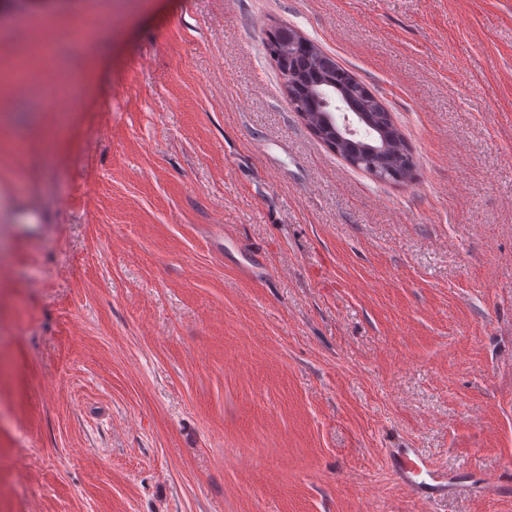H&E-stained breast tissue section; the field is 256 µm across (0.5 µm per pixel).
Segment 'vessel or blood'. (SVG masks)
Here are the masks:
<instances>
[{"label":"vessel or blood","mask_w":512,"mask_h":512,"mask_svg":"<svg viewBox=\"0 0 512 512\" xmlns=\"http://www.w3.org/2000/svg\"><path fill=\"white\" fill-rule=\"evenodd\" d=\"M388 459L394 475L414 496L424 501L447 497L462 484L460 475L432 468L430 462L413 449H391Z\"/></svg>","instance_id":"vessel-or-blood-1"}]
</instances>
